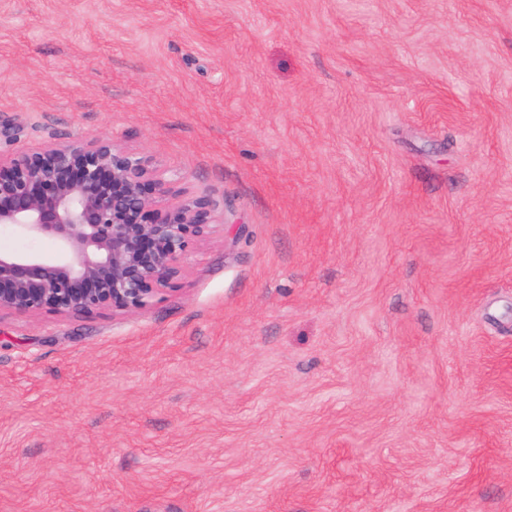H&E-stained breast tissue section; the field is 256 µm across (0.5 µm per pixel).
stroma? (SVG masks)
I'll return each mask as SVG.
<instances>
[{"instance_id": "obj_1", "label": "stroma", "mask_w": 512, "mask_h": 512, "mask_svg": "<svg viewBox=\"0 0 512 512\" xmlns=\"http://www.w3.org/2000/svg\"><path fill=\"white\" fill-rule=\"evenodd\" d=\"M0 128L228 219L0 314V512H512V0H0Z\"/></svg>"}]
</instances>
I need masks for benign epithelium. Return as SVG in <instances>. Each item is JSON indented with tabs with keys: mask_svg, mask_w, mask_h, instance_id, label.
<instances>
[{
	"mask_svg": "<svg viewBox=\"0 0 512 512\" xmlns=\"http://www.w3.org/2000/svg\"><path fill=\"white\" fill-rule=\"evenodd\" d=\"M224 224L180 176L110 142L76 138L0 155V231L55 245L51 259L0 250V313L144 309Z\"/></svg>",
	"mask_w": 512,
	"mask_h": 512,
	"instance_id": "7a95c632",
	"label": "benign epithelium"
}]
</instances>
